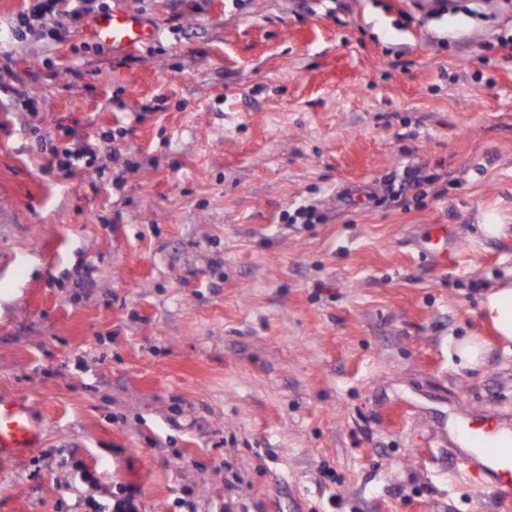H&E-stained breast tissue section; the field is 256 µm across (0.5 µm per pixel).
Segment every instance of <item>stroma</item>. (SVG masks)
Segmentation results:
<instances>
[{"label": "stroma", "instance_id": "1", "mask_svg": "<svg viewBox=\"0 0 512 512\" xmlns=\"http://www.w3.org/2000/svg\"><path fill=\"white\" fill-rule=\"evenodd\" d=\"M398 3L96 0L159 31L116 55L83 20L13 37L25 0H0L24 92L0 93V396L43 428L0 463V512H497L439 437L512 418L479 307L512 236L478 232L512 225V12L406 26ZM66 126L128 167L47 170ZM455 352L462 363L476 365L480 363L485 350L480 342L464 338L455 345Z\"/></svg>", "mask_w": 512, "mask_h": 512}]
</instances>
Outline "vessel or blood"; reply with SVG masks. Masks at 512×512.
<instances>
[{
  "label": "vessel or blood",
  "mask_w": 512,
  "mask_h": 512,
  "mask_svg": "<svg viewBox=\"0 0 512 512\" xmlns=\"http://www.w3.org/2000/svg\"><path fill=\"white\" fill-rule=\"evenodd\" d=\"M92 37L122 54L149 46L156 30L132 11L104 13L90 25ZM450 433L457 440L456 463L471 483H489L496 492L499 512H512V447L501 446L496 437L481 427L464 421L453 424ZM42 428L34 420L30 406L19 399L0 396V461L20 458L39 448Z\"/></svg>",
  "instance_id": "b4317fda"
}]
</instances>
